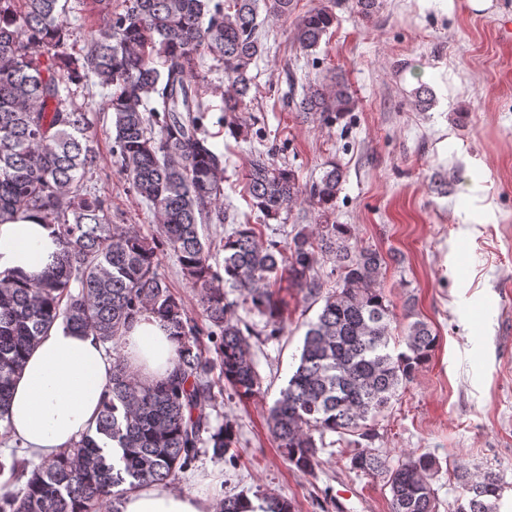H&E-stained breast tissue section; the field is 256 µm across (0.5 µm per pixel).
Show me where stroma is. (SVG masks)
Here are the masks:
<instances>
[{
    "mask_svg": "<svg viewBox=\"0 0 512 512\" xmlns=\"http://www.w3.org/2000/svg\"><path fill=\"white\" fill-rule=\"evenodd\" d=\"M314 53L292 43V23L260 17L265 52L252 68L256 98L250 141L219 125V98L206 127L224 154V205L239 220L259 223L245 191L251 150L295 170L300 183L318 180L326 163L345 172L334 219L350 225L352 241L396 252L385 291L403 315L405 301L429 322L439 341L429 361L376 426L371 448L389 465L425 452L442 468L432 485L437 512L455 497V466L503 472L509 487L500 512H512V42L496 35L512 16V0L471 10L465 0H383L372 17L349 9ZM351 86L354 107L327 124L288 103V84L303 87L332 75ZM430 87L435 104L421 112L411 93ZM108 91L96 81L76 102L94 114L103 158L92 183L108 195L116 223L151 232L154 215L108 158L112 115ZM288 322L254 351L260 396L239 402L225 390L222 418L237 426L236 452L201 449L177 491L222 495L271 492L293 512H389L384 476L350 470V448L322 453L312 473L281 455L266 425L267 411L296 364L305 329L318 305L298 302L282 285Z\"/></svg>",
    "mask_w": 512,
    "mask_h": 512,
    "instance_id": "35a3bbf8",
    "label": "stroma"
}]
</instances>
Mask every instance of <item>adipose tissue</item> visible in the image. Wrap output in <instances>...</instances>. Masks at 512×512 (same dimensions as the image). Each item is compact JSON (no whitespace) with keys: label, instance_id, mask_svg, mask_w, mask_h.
Here are the masks:
<instances>
[{"label":"adipose tissue","instance_id":"ef3b65f1","mask_svg":"<svg viewBox=\"0 0 512 512\" xmlns=\"http://www.w3.org/2000/svg\"><path fill=\"white\" fill-rule=\"evenodd\" d=\"M61 246L52 227L40 217L0 218V278L42 273ZM177 342L150 314L137 318L122 338L128 368L141 381L154 383L174 369ZM112 379V358L90 332L55 324L30 350L14 378L0 434L38 461L70 448L95 424L103 394ZM216 499L185 494L152 484L126 493L121 512H215Z\"/></svg>","mask_w":512,"mask_h":512}]
</instances>
